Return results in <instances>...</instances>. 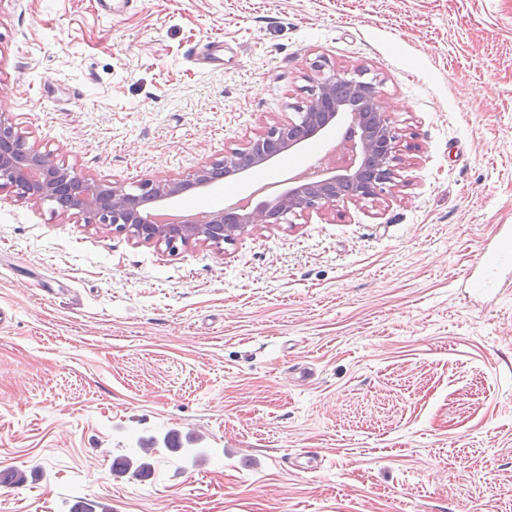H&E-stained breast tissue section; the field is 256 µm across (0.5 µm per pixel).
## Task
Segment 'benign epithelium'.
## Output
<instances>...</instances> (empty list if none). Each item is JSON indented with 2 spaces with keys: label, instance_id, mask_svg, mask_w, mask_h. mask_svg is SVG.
<instances>
[{
  "label": "benign epithelium",
  "instance_id": "1",
  "mask_svg": "<svg viewBox=\"0 0 512 512\" xmlns=\"http://www.w3.org/2000/svg\"><path fill=\"white\" fill-rule=\"evenodd\" d=\"M306 104L286 122L264 127L248 138L242 148L224 149V156L200 166L182 179L145 178L128 188L118 180L98 181L82 176L75 168L47 151L27 144L12 122L0 118V188L34 203L69 201L62 213L78 210L88 224L111 226L144 242L165 245L206 243L217 248L231 244L253 224H294L312 212L326 211L342 202H377L394 193L400 157L398 143L403 130L391 120L380 100L376 78L365 69L343 70L322 76L308 90ZM354 108L364 122L343 139L340 155L358 156L357 167L341 166L324 155L316 160V174L295 184L272 201L256 204L248 213L212 212L194 224H155L150 211L188 192L208 187L215 168L234 176L245 173L239 153L248 152L252 168L279 160L305 140L326 131L333 121Z\"/></svg>",
  "mask_w": 512,
  "mask_h": 512
}]
</instances>
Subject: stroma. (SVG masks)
I'll return each instance as SVG.
<instances>
[{"mask_svg":"<svg viewBox=\"0 0 512 512\" xmlns=\"http://www.w3.org/2000/svg\"><path fill=\"white\" fill-rule=\"evenodd\" d=\"M0 0V116L86 177L187 176L367 69L399 182L169 250L0 189V512H512V0ZM310 145L181 196L219 210ZM150 483L114 477L140 438ZM314 456V471L294 467ZM512 239V231H506L500 235L495 241L493 247H485L480 254L474 259L470 271L477 268L487 267L495 262H499L508 256L507 250L504 248V244Z\"/></svg>","mask_w":512,"mask_h":512,"instance_id":"obj_1","label":"stroma"}]
</instances>
